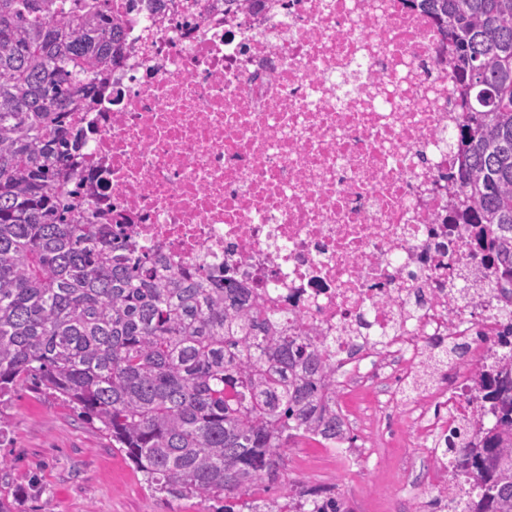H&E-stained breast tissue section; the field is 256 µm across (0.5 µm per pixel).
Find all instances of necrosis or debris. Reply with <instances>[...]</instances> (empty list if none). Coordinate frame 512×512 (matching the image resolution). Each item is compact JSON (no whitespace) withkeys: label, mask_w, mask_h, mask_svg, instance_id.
I'll use <instances>...</instances> for the list:
<instances>
[{"label":"necrosis or debris","mask_w":512,"mask_h":512,"mask_svg":"<svg viewBox=\"0 0 512 512\" xmlns=\"http://www.w3.org/2000/svg\"><path fill=\"white\" fill-rule=\"evenodd\" d=\"M123 61L71 112L89 219L138 253L233 281L249 305L324 339L348 417L381 376L466 360L405 412L438 455L494 425L501 302L478 224L448 223L458 114L448 43L417 0H100Z\"/></svg>","instance_id":"1"}]
</instances>
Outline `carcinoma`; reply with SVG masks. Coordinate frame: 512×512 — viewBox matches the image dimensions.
<instances>
[{
	"label": "carcinoma",
	"mask_w": 512,
	"mask_h": 512,
	"mask_svg": "<svg viewBox=\"0 0 512 512\" xmlns=\"http://www.w3.org/2000/svg\"><path fill=\"white\" fill-rule=\"evenodd\" d=\"M99 0H0V401L22 382L80 410L150 490L224 502L223 512H285L255 494L286 484L282 449L336 439L340 422L318 337L288 332L243 289L156 269L82 215L61 114L86 75L120 58ZM452 54L460 161L450 224L488 225L495 287L512 291V0H421ZM497 428L458 450L471 492L452 512H512V381L479 383ZM297 512H347L324 487Z\"/></svg>",
	"instance_id": "carcinoma-1"
}]
</instances>
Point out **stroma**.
Listing matches in <instances>:
<instances>
[{"label": "stroma", "instance_id": "stroma-1", "mask_svg": "<svg viewBox=\"0 0 512 512\" xmlns=\"http://www.w3.org/2000/svg\"><path fill=\"white\" fill-rule=\"evenodd\" d=\"M11 418L0 437V458L10 465L7 490L20 512H214V502L175 499L150 491L142 473L111 446L103 432L86 424L71 405L17 387L0 408ZM357 448L372 451L357 464L338 455H322L304 444L286 450L288 483L270 491L284 498L287 488L328 487L339 493L352 512H417L409 485L418 484L434 464L414 448L400 413L376 411L371 403L355 406L349 428Z\"/></svg>", "mask_w": 512, "mask_h": 512}]
</instances>
